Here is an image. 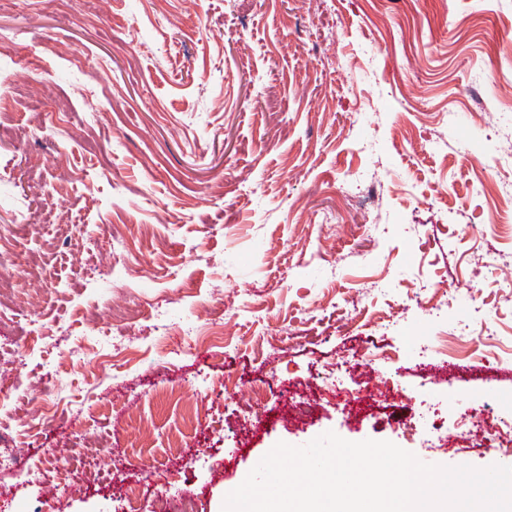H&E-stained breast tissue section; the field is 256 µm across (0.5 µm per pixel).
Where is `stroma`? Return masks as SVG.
I'll return each mask as SVG.
<instances>
[{
    "instance_id": "35a3bbf8",
    "label": "stroma",
    "mask_w": 512,
    "mask_h": 512,
    "mask_svg": "<svg viewBox=\"0 0 512 512\" xmlns=\"http://www.w3.org/2000/svg\"><path fill=\"white\" fill-rule=\"evenodd\" d=\"M512 0H83L0 9V68L36 90L0 112V236L24 265L0 320V374L17 389L0 406L13 432L59 387L65 403L45 439L41 483L0 473V512H55L54 485L75 450L96 492L75 487L62 512H155L193 494L220 512L280 441L301 446L334 431L389 441L430 464L512 466V208L475 188L496 156L497 106L485 71L512 78ZM370 141L360 159L355 143ZM384 180L379 204L341 185L361 171ZM24 209L29 227L15 228ZM82 231L121 236L126 263L108 283L85 269ZM448 299L434 317L424 277ZM133 357L75 356L46 341L32 351L28 315L70 320L73 305ZM133 310L115 325L114 305ZM197 328L224 320V340L197 346L154 335L155 309ZM480 308L484 320L462 327ZM459 335L473 356L447 378L442 355L419 357L426 335ZM339 366L373 406L351 421L322 378ZM236 388L225 391V376ZM263 389L253 405L255 389ZM449 425L476 414L461 439L437 447L429 409Z\"/></svg>"
}]
</instances>
